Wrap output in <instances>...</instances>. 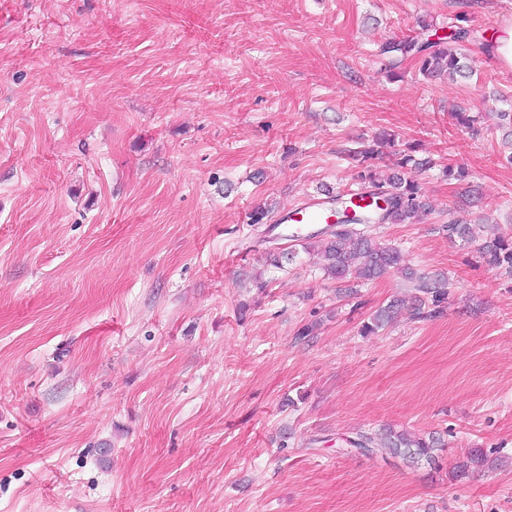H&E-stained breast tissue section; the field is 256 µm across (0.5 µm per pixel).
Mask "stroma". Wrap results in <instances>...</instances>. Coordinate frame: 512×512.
<instances>
[{
    "instance_id": "1",
    "label": "stroma",
    "mask_w": 512,
    "mask_h": 512,
    "mask_svg": "<svg viewBox=\"0 0 512 512\" xmlns=\"http://www.w3.org/2000/svg\"><path fill=\"white\" fill-rule=\"evenodd\" d=\"M460 15L465 75L389 70L382 42ZM509 16L512 0H0V512H512V277L443 229L512 234V70L486 49ZM383 131L373 169L432 160L409 172L432 212L375 233L452 287L366 335L408 283L338 292L273 224L360 190L349 152ZM273 250L293 258L271 267ZM385 425L445 446L343 453ZM473 448L494 466L455 476Z\"/></svg>"
}]
</instances>
